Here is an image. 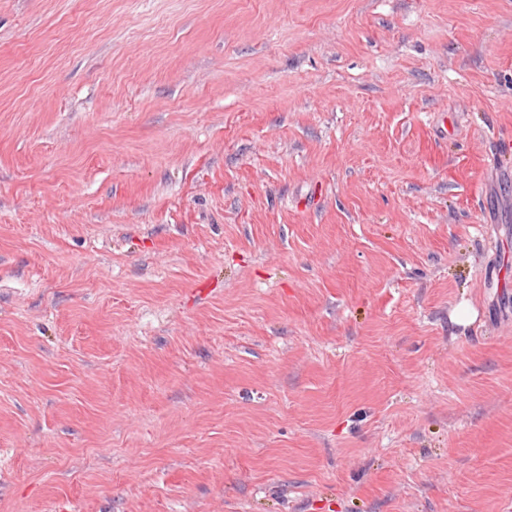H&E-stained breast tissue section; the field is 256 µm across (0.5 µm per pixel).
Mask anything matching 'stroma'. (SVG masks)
I'll return each mask as SVG.
<instances>
[{
    "instance_id": "stroma-1",
    "label": "stroma",
    "mask_w": 512,
    "mask_h": 512,
    "mask_svg": "<svg viewBox=\"0 0 512 512\" xmlns=\"http://www.w3.org/2000/svg\"><path fill=\"white\" fill-rule=\"evenodd\" d=\"M0 512H512V0H0Z\"/></svg>"
}]
</instances>
